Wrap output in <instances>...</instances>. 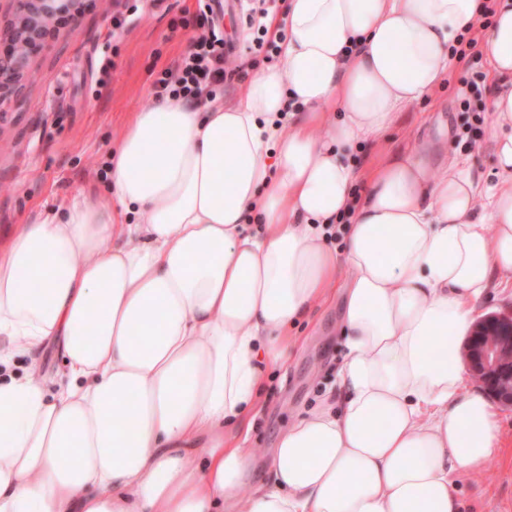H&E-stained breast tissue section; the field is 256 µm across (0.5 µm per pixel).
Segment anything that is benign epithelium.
Here are the masks:
<instances>
[{
	"label": "benign epithelium",
	"instance_id": "1",
	"mask_svg": "<svg viewBox=\"0 0 512 512\" xmlns=\"http://www.w3.org/2000/svg\"><path fill=\"white\" fill-rule=\"evenodd\" d=\"M15 11L0 27V107L17 95L42 50L45 29L60 17L76 19L80 0H13ZM473 376L500 403L512 406V315L486 316L474 323L465 342Z\"/></svg>",
	"mask_w": 512,
	"mask_h": 512
}]
</instances>
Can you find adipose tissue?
I'll list each match as a JSON object with an SVG mask.
<instances>
[{"instance_id":"1","label":"adipose tissue","mask_w":512,"mask_h":512,"mask_svg":"<svg viewBox=\"0 0 512 512\" xmlns=\"http://www.w3.org/2000/svg\"><path fill=\"white\" fill-rule=\"evenodd\" d=\"M486 3L288 0L280 65L220 106L155 100L106 194L15 227L0 365L30 363L0 380V512H460L452 475L500 446L458 344L512 282V0L484 34L496 183L434 142L351 154L440 87ZM342 271L336 380L254 481L264 370Z\"/></svg>"}]
</instances>
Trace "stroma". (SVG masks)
<instances>
[{
	"instance_id": "obj_1",
	"label": "stroma",
	"mask_w": 512,
	"mask_h": 512,
	"mask_svg": "<svg viewBox=\"0 0 512 512\" xmlns=\"http://www.w3.org/2000/svg\"><path fill=\"white\" fill-rule=\"evenodd\" d=\"M131 22L112 31L113 0L85 9L59 29L39 55L37 76L7 112L0 114V241L15 225L80 194L104 190L116 139L131 117L150 108L152 84L162 68L184 53L198 30V0H129ZM114 62L106 86H98L102 56ZM466 64L454 61L444 84L399 115L385 145L363 144L355 164L376 163L381 149H405L442 140L487 181H495L487 112L493 89L461 97ZM341 296L312 309L293 334L298 347L280 368L267 371L261 404L252 420L255 477H263L281 428L313 408L334 381L345 349L338 334ZM503 446L478 471L454 477L462 512H512V408L499 406Z\"/></svg>"
}]
</instances>
